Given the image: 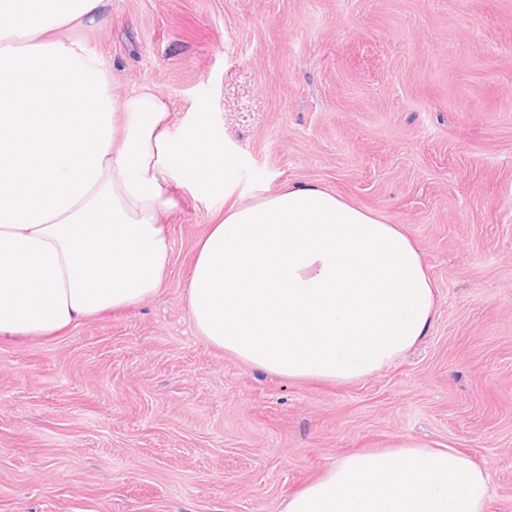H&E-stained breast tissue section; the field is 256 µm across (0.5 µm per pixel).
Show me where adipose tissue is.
Here are the masks:
<instances>
[{"mask_svg":"<svg viewBox=\"0 0 512 512\" xmlns=\"http://www.w3.org/2000/svg\"><path fill=\"white\" fill-rule=\"evenodd\" d=\"M106 0H0V341L57 336L161 291L173 184L219 189L237 161L211 124L180 136L149 85L113 74L74 28ZM199 336L289 379L345 383L415 348L436 312L419 247L315 184L227 207L185 291ZM483 467L403 440L347 455L283 512H486Z\"/></svg>","mask_w":512,"mask_h":512,"instance_id":"ef3b65f1","label":"adipose tissue"}]
</instances>
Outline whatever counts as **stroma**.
Returning <instances> with one entry per match:
<instances>
[{"label":"stroma","instance_id":"obj_1","mask_svg":"<svg viewBox=\"0 0 512 512\" xmlns=\"http://www.w3.org/2000/svg\"><path fill=\"white\" fill-rule=\"evenodd\" d=\"M73 35L238 165L229 196L174 185L156 298L0 343V512H282L405 439L469 455L512 512V0H108ZM303 183L402 225L437 288L421 344L354 382L263 373L186 309L226 200Z\"/></svg>","mask_w":512,"mask_h":512}]
</instances>
